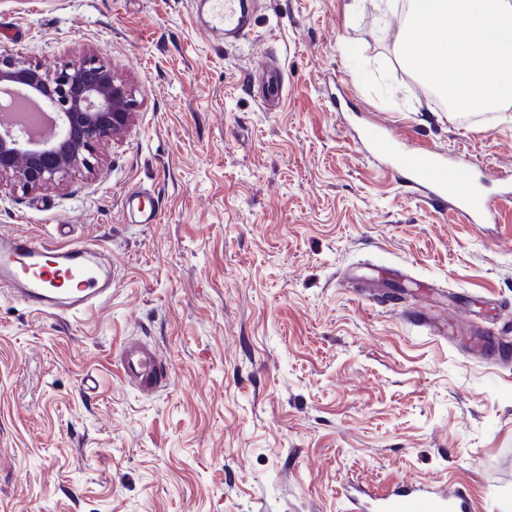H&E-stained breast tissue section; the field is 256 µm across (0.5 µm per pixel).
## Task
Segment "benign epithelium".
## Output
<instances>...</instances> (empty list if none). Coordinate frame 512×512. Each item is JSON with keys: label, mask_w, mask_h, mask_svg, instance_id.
<instances>
[{"label": "benign epithelium", "mask_w": 512, "mask_h": 512, "mask_svg": "<svg viewBox=\"0 0 512 512\" xmlns=\"http://www.w3.org/2000/svg\"><path fill=\"white\" fill-rule=\"evenodd\" d=\"M15 87L46 103L59 120L49 138L29 139L20 129L0 126V177L10 175L28 189L90 166L95 144L122 133L138 108L132 90L93 56L50 72L0 54V94Z\"/></svg>", "instance_id": "1"}]
</instances>
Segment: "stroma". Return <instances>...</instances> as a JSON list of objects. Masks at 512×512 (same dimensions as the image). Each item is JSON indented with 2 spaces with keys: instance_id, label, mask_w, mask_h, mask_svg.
Masks as SVG:
<instances>
[{
  "instance_id": "35a3bbf8",
  "label": "stroma",
  "mask_w": 512,
  "mask_h": 512,
  "mask_svg": "<svg viewBox=\"0 0 512 512\" xmlns=\"http://www.w3.org/2000/svg\"><path fill=\"white\" fill-rule=\"evenodd\" d=\"M404 27L376 0H258L223 46L193 0H0V52L99 56L140 103L90 167L0 180V230L70 225L112 270L111 301L62 323L0 287V512H345L344 482L403 479L512 512V361L454 330L465 308L512 342V203L461 223L352 143L392 125L469 153L479 185L480 162L512 168V104L448 115L399 60ZM135 192L159 223L127 211ZM129 336L172 364L169 390L121 382ZM262 78L264 91L261 96V102L270 110L279 107L282 104L285 93L284 71L276 58L271 59L268 66L263 69Z\"/></svg>"
}]
</instances>
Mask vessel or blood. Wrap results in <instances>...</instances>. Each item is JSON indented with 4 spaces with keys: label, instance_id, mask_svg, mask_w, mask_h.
Segmentation results:
<instances>
[{
    "label": "vessel or blood",
    "instance_id": "obj_1",
    "mask_svg": "<svg viewBox=\"0 0 512 512\" xmlns=\"http://www.w3.org/2000/svg\"><path fill=\"white\" fill-rule=\"evenodd\" d=\"M254 0H200L203 31L224 44H237L251 30ZM265 107L280 106L285 93L284 71L270 61L262 72ZM361 142L377 145L381 169L391 176H403L417 195L439 212L451 211L464 223L494 222L501 202L512 201V174L488 169L495 182V194L474 185L470 173L430 149H414L405 157L396 155V139L387 128L372 125L360 136ZM66 227L53 225L42 236L0 234V286L24 306L55 319L85 314L112 298V279L87 264L97 247L66 239ZM122 381L134 384L144 394L172 386L174 372L162 363L148 343L129 338L118 349L116 360ZM352 512H474L466 489L454 484L434 486L409 481L396 482L375 493L371 500L357 498Z\"/></svg>",
    "mask_w": 512,
    "mask_h": 512
}]
</instances>
